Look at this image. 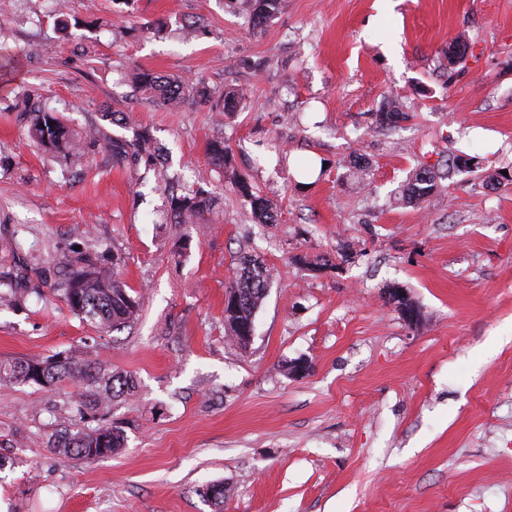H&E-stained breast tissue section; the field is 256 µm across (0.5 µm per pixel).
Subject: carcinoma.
Here are the masks:
<instances>
[{
    "instance_id": "1",
    "label": "carcinoma",
    "mask_w": 512,
    "mask_h": 512,
    "mask_svg": "<svg viewBox=\"0 0 512 512\" xmlns=\"http://www.w3.org/2000/svg\"><path fill=\"white\" fill-rule=\"evenodd\" d=\"M284 2L240 0V5L252 28L258 30L266 27L281 12ZM137 83L142 91L171 108L178 107L190 92L206 95L202 87L181 80L165 79L149 70L139 73ZM402 107L403 103L396 98L392 99L377 113L379 124L393 126L406 119ZM31 133L42 146L51 151L64 155L73 151L65 126L47 111L38 114ZM156 154L157 145L145 132L132 141L112 140V156L116 159L130 157L150 162ZM212 158L220 163L238 194L250 204L258 223H275L269 200L260 195L248 176L231 168V152L224 142L212 143ZM460 160L461 156L450 155L446 167L437 170L419 165L403 187L402 202L413 205L424 203L438 188L439 181L460 170ZM212 207V198L201 191L184 196L173 195L170 219L179 223L187 216L202 215L212 210ZM270 280L271 270L261 256L246 252L238 255V266L233 280L226 287L224 304V331L233 343L246 346L247 341L243 336L263 305ZM60 291L76 316L106 332L119 331L129 326L140 311L141 295L135 293L115 273L90 260L71 264L61 282ZM40 363L45 365L41 374L32 370V367ZM40 363L19 360L8 366L0 365V386L35 384L44 389H55L69 380L80 386L77 407L82 414L95 413L110 405L112 400L129 395L135 389L134 380L130 376L114 372L96 359L67 357L65 361L58 362L52 356ZM123 444L124 436L120 431L105 426H87L57 431L49 448L63 458L97 460L112 455Z\"/></svg>"
}]
</instances>
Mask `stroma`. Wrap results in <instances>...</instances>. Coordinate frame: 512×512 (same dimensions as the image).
Wrapping results in <instances>:
<instances>
[{
    "label": "stroma",
    "mask_w": 512,
    "mask_h": 512,
    "mask_svg": "<svg viewBox=\"0 0 512 512\" xmlns=\"http://www.w3.org/2000/svg\"><path fill=\"white\" fill-rule=\"evenodd\" d=\"M287 3L261 30L237 0L0 13L14 63L0 76V280L21 289L0 304V364L73 354L136 386L101 419L124 447L95 461L47 444L57 413L84 424L76 384L0 387V512H512V0ZM458 37L468 52L452 66ZM141 69L209 95L169 109L137 91ZM229 88L244 97L227 115ZM397 95L407 119L378 127ZM40 109L79 156L31 138ZM96 127L149 130L162 157L113 160ZM217 139L275 223H257L213 164ZM452 149L477 167L401 204L410 172ZM356 154L367 178L351 173ZM310 156L326 169L296 180L287 159ZM192 190L214 210L171 223V195ZM243 251L272 282L240 347L224 297ZM84 255L141 293L131 326L105 333L67 306L61 268ZM393 285L417 324L387 301ZM300 358L309 374L286 375ZM214 483L219 510L202 494Z\"/></svg>",
    "instance_id": "obj_1"
}]
</instances>
